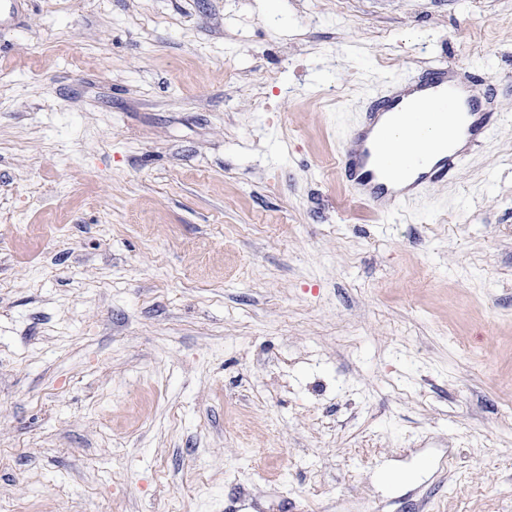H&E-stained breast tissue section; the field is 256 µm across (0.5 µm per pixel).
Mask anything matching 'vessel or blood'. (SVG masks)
Here are the masks:
<instances>
[{
    "label": "vessel or blood",
    "mask_w": 512,
    "mask_h": 512,
    "mask_svg": "<svg viewBox=\"0 0 512 512\" xmlns=\"http://www.w3.org/2000/svg\"><path fill=\"white\" fill-rule=\"evenodd\" d=\"M501 119L468 88L450 83L447 65H435L368 100L348 133L354 148L343 154L340 170L361 200L401 209L415 194L454 177L464 158L454 140L479 146ZM401 140L412 143V152L398 149Z\"/></svg>",
    "instance_id": "b4317fda"
}]
</instances>
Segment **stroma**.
<instances>
[{
	"instance_id": "35a3bbf8",
	"label": "stroma",
	"mask_w": 512,
	"mask_h": 512,
	"mask_svg": "<svg viewBox=\"0 0 512 512\" xmlns=\"http://www.w3.org/2000/svg\"><path fill=\"white\" fill-rule=\"evenodd\" d=\"M436 64L504 119L378 213L347 134ZM235 503L512 512V0L0 16V512Z\"/></svg>"
}]
</instances>
